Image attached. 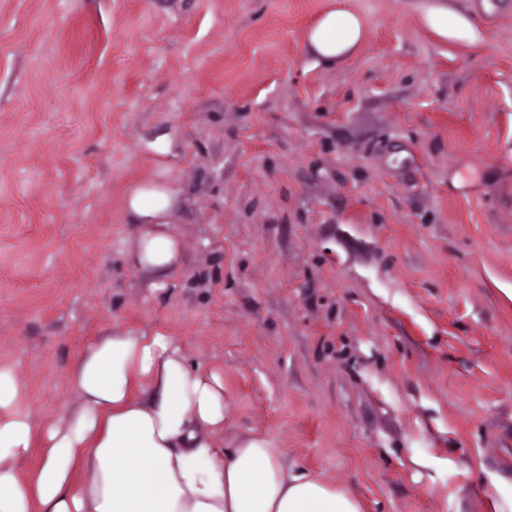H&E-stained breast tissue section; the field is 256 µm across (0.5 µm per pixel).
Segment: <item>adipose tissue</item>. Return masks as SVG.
Wrapping results in <instances>:
<instances>
[{
  "label": "adipose tissue",
  "instance_id": "adipose-tissue-1",
  "mask_svg": "<svg viewBox=\"0 0 512 512\" xmlns=\"http://www.w3.org/2000/svg\"><path fill=\"white\" fill-rule=\"evenodd\" d=\"M365 25L346 9L320 14L304 46L335 65ZM180 200L172 189L135 186L130 223L142 225L131 264L163 287L181 263L167 231ZM70 381L78 406L36 424L24 387L0 365V512H363L358 497L296 463L272 439L224 441V376L191 365L166 332L107 333L78 356ZM42 464L20 475L33 444Z\"/></svg>",
  "mask_w": 512,
  "mask_h": 512
}]
</instances>
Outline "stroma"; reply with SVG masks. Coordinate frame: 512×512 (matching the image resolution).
<instances>
[{
	"label": "stroma",
	"instance_id": "obj_1",
	"mask_svg": "<svg viewBox=\"0 0 512 512\" xmlns=\"http://www.w3.org/2000/svg\"><path fill=\"white\" fill-rule=\"evenodd\" d=\"M449 5L479 36H440ZM367 35L304 52L331 7ZM181 202L165 290L134 186ZM166 331L363 512L512 498V0H0V364L42 423L74 357Z\"/></svg>",
	"mask_w": 512,
	"mask_h": 512
}]
</instances>
